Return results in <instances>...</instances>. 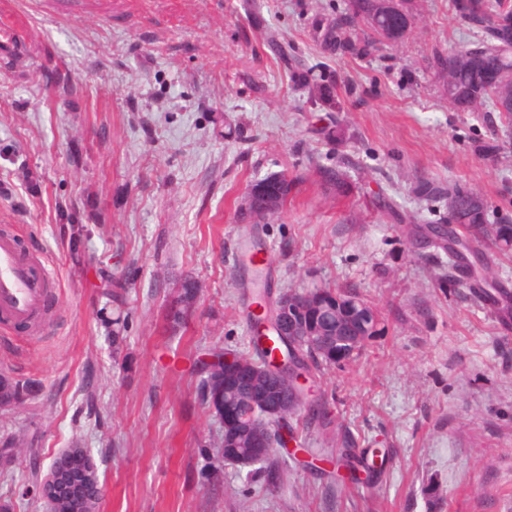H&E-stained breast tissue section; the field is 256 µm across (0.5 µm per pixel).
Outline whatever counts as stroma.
<instances>
[{
  "mask_svg": "<svg viewBox=\"0 0 512 512\" xmlns=\"http://www.w3.org/2000/svg\"><path fill=\"white\" fill-rule=\"evenodd\" d=\"M414 2L402 48L355 58L316 26L345 0H0V230L43 255L55 296L43 333L0 328V373L25 391L0 408L12 512H45L33 473L76 445L99 512H512V322L408 220H448L415 194L422 178L512 216V147L483 154L491 124L453 109L427 65L472 34L448 0ZM320 166L350 191L326 190ZM281 172L297 180L287 202L244 220L248 187ZM249 235L272 295L342 289L378 313L357 358L311 377L329 422L295 425L308 459L278 451L272 491L257 467L218 465L198 374L212 352L253 351ZM188 273L201 294L173 333L165 307Z\"/></svg>",
  "mask_w": 512,
  "mask_h": 512,
  "instance_id": "35a3bbf8",
  "label": "stroma"
}]
</instances>
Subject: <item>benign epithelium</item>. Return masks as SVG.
<instances>
[{
	"instance_id": "benign-epithelium-1",
	"label": "benign epithelium",
	"mask_w": 512,
	"mask_h": 512,
	"mask_svg": "<svg viewBox=\"0 0 512 512\" xmlns=\"http://www.w3.org/2000/svg\"><path fill=\"white\" fill-rule=\"evenodd\" d=\"M288 186V176L273 173L266 176L257 189L248 188L246 202L256 198L264 201L267 212L276 211ZM346 305L336 313L338 325H348L352 319L373 328L376 312L356 297L344 295ZM302 298L290 294L273 307L271 320L259 327L262 338L274 336H302L310 340L323 339L324 329L299 317L298 306ZM287 361L276 351L267 364L255 366L234 356H216L203 367V373L219 374L216 388L203 389L204 396L218 403V419L224 424V437L235 439L246 420H251L257 430L248 443L249 450L243 455H228L224 462L243 466L258 465L267 460L282 442L280 430L285 426L295 403L308 394L302 377L288 378L284 373ZM99 482L97 466L86 448H64L50 464L45 475L39 476L37 489L47 506V512H57L58 501L65 499L70 512H89L86 484Z\"/></svg>"
}]
</instances>
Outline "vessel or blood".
I'll list each match as a JSON object with an SVG mask.
<instances>
[{
  "label": "vessel or blood",
  "mask_w": 512,
  "mask_h": 512,
  "mask_svg": "<svg viewBox=\"0 0 512 512\" xmlns=\"http://www.w3.org/2000/svg\"><path fill=\"white\" fill-rule=\"evenodd\" d=\"M50 285L44 260L22 252L11 236L0 235V316L20 324L33 323Z\"/></svg>",
  "instance_id": "vessel-or-blood-1"
}]
</instances>
